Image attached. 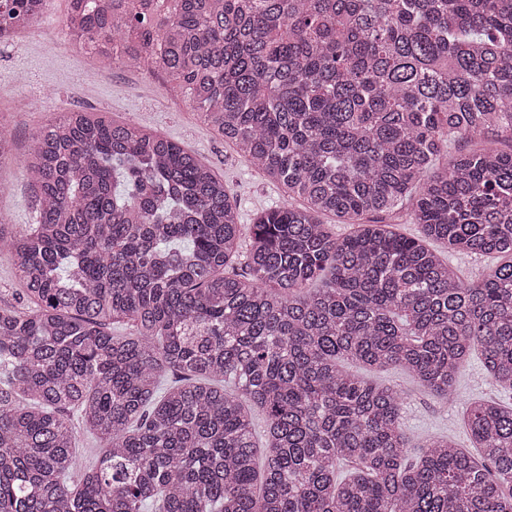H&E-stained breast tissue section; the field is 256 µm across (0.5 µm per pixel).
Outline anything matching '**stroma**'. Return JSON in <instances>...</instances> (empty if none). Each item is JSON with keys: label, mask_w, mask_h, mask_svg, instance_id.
Wrapping results in <instances>:
<instances>
[{"label": "stroma", "mask_w": 512, "mask_h": 512, "mask_svg": "<svg viewBox=\"0 0 512 512\" xmlns=\"http://www.w3.org/2000/svg\"><path fill=\"white\" fill-rule=\"evenodd\" d=\"M67 17L68 0H50L36 22L37 35L0 44V122L9 127L17 155L12 165L0 170V179L10 186L0 197L1 222L31 223L32 191L21 157L32 135L47 120L76 111L134 118L194 153L223 175L228 192L237 201L241 223H252L257 214L283 203V187L266 180L233 145L217 136L188 100L174 91L164 69L134 72L117 62L105 76L86 80L91 62L71 46ZM365 375L376 384L394 385L404 392L405 432L414 456L432 435L447 436L460 448L469 447L462 420L466 402L497 394L476 352L458 370L459 398L452 403L434 397L401 369H369Z\"/></svg>", "instance_id": "obj_1"}]
</instances>
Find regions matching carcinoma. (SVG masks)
Segmentation results:
<instances>
[{"label": "carcinoma", "instance_id": "cac0c4a2", "mask_svg": "<svg viewBox=\"0 0 512 512\" xmlns=\"http://www.w3.org/2000/svg\"><path fill=\"white\" fill-rule=\"evenodd\" d=\"M37 18L0 0V38ZM69 29L160 64L287 200L241 224L129 119L33 135L35 220L0 223L25 302H0V512H512V402L466 406L477 455L411 459L400 391L344 367L448 400L477 349L512 394V0H70ZM402 209L421 237L369 223ZM433 243L499 262L464 281Z\"/></svg>", "mask_w": 512, "mask_h": 512}]
</instances>
